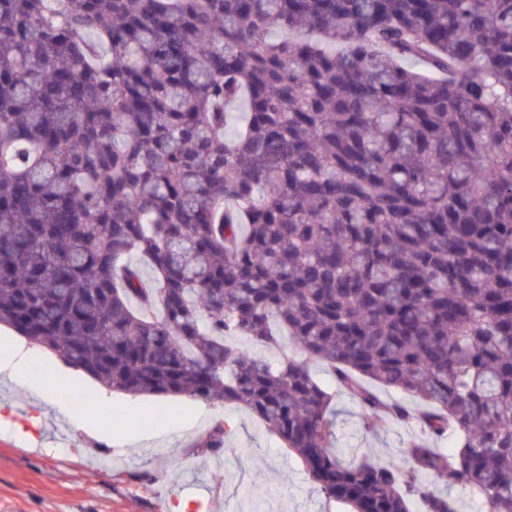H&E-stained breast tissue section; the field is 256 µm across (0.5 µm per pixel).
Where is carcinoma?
I'll return each instance as SVG.
<instances>
[{
    "instance_id": "obj_1",
    "label": "carcinoma",
    "mask_w": 512,
    "mask_h": 512,
    "mask_svg": "<svg viewBox=\"0 0 512 512\" xmlns=\"http://www.w3.org/2000/svg\"><path fill=\"white\" fill-rule=\"evenodd\" d=\"M0 323L350 512H512V0H0ZM314 362L403 457L340 458ZM443 493H448L457 503L460 512H481L483 510L481 500L470 490L462 488L446 489L442 486L436 487Z\"/></svg>"
}]
</instances>
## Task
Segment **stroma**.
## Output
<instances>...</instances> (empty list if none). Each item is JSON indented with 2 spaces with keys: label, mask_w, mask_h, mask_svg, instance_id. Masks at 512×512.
<instances>
[{
  "label": "stroma",
  "mask_w": 512,
  "mask_h": 512,
  "mask_svg": "<svg viewBox=\"0 0 512 512\" xmlns=\"http://www.w3.org/2000/svg\"><path fill=\"white\" fill-rule=\"evenodd\" d=\"M33 386L0 379V409L14 425L0 427V512H347L327 499L301 462L245 410L184 397L112 392L75 370L71 395L94 397L90 414L111 423L112 409L132 404L136 416L113 426L110 439L93 437L65 412L49 388L64 365L37 347ZM337 451L345 461L381 463L400 456L413 426L365 427L356 404L336 393ZM232 432L220 454L199 442L216 425ZM137 444L125 441L128 429Z\"/></svg>",
  "instance_id": "1"
}]
</instances>
